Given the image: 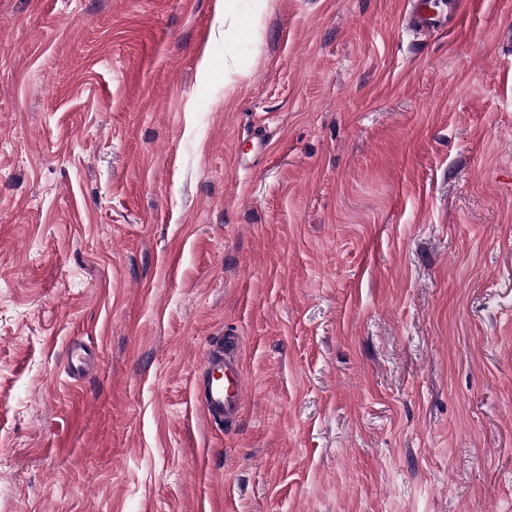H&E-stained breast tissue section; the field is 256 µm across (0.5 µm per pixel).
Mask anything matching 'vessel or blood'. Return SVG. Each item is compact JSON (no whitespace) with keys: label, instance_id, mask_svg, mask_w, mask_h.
Returning a JSON list of instances; mask_svg holds the SVG:
<instances>
[{"label":"vessel or blood","instance_id":"vessel-or-blood-1","mask_svg":"<svg viewBox=\"0 0 512 512\" xmlns=\"http://www.w3.org/2000/svg\"><path fill=\"white\" fill-rule=\"evenodd\" d=\"M411 26L435 28L444 21L435 11L433 0H420L409 19ZM236 339L220 337L210 345L203 363V374L195 381L200 404L210 419L221 421L235 416L243 400V382L232 353Z\"/></svg>","mask_w":512,"mask_h":512}]
</instances>
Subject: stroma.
I'll list each match as a JSON object with an SVG mask.
<instances>
[{"label": "stroma", "mask_w": 512, "mask_h": 512, "mask_svg": "<svg viewBox=\"0 0 512 512\" xmlns=\"http://www.w3.org/2000/svg\"><path fill=\"white\" fill-rule=\"evenodd\" d=\"M406 2L0 0V512H512V0ZM434 8L435 3L433 1L414 5V14L409 18L407 25L419 28H435L445 25L446 20L441 19ZM235 348V337H219L208 349L203 375L195 380L199 403L214 421L235 416L242 404L243 382L239 364L230 355Z\"/></svg>", "instance_id": "obj_1"}]
</instances>
